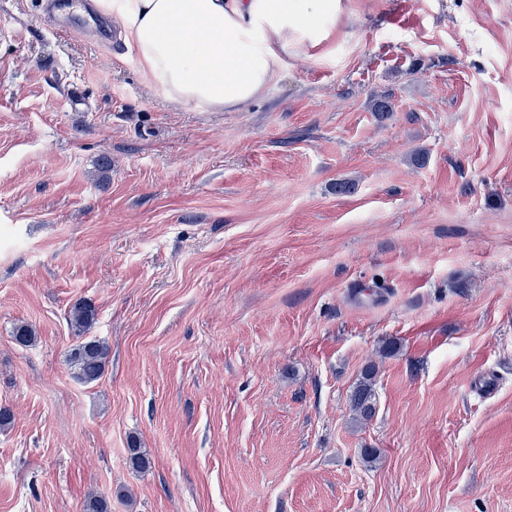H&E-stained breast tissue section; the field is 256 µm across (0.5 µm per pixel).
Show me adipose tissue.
I'll return each mask as SVG.
<instances>
[{
	"label": "adipose tissue",
	"instance_id": "obj_1",
	"mask_svg": "<svg viewBox=\"0 0 512 512\" xmlns=\"http://www.w3.org/2000/svg\"><path fill=\"white\" fill-rule=\"evenodd\" d=\"M341 0H96L170 101L237 112L275 78L298 32L331 34Z\"/></svg>",
	"mask_w": 512,
	"mask_h": 512
}]
</instances>
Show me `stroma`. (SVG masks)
Here are the masks:
<instances>
[{
	"label": "stroma",
	"mask_w": 512,
	"mask_h": 512,
	"mask_svg": "<svg viewBox=\"0 0 512 512\" xmlns=\"http://www.w3.org/2000/svg\"><path fill=\"white\" fill-rule=\"evenodd\" d=\"M38 14L0 0V512H512V0H342L241 112ZM70 317L75 329L84 333L92 327L96 319V310L91 303L80 300L73 305ZM109 358L110 348L105 342L86 338L70 350L67 361L76 378L89 384L102 377ZM375 375V364L366 365L352 391L350 407L357 422L367 421L375 413Z\"/></svg>",
	"instance_id": "stroma-1"
}]
</instances>
